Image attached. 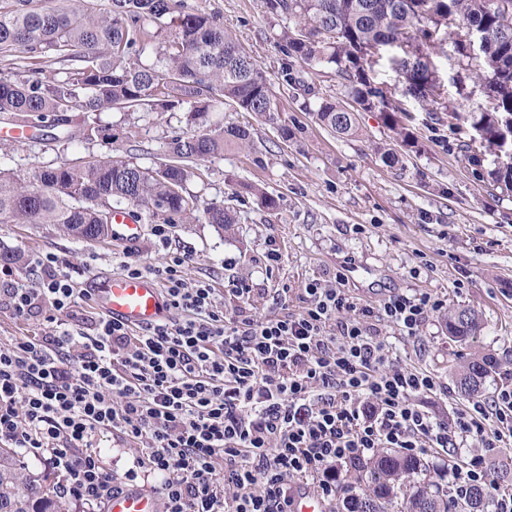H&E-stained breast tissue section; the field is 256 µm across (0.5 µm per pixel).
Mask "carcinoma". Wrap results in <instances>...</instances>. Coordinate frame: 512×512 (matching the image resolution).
<instances>
[{"mask_svg": "<svg viewBox=\"0 0 512 512\" xmlns=\"http://www.w3.org/2000/svg\"><path fill=\"white\" fill-rule=\"evenodd\" d=\"M268 12L295 20L279 37L283 84L311 93L293 62L335 65L347 81L346 100L324 99L313 111L318 123L338 136L358 133L357 113L379 109L403 135L398 109L372 86L371 49L395 50L391 63L404 77L405 93L437 103L435 72L422 46L445 41L477 24L491 31L481 66L466 60L464 40L453 48L466 61L468 77L485 85L493 110L453 112L479 131L492 151L512 139V0H265ZM159 41L151 62L142 60ZM0 55L36 74L20 79L0 72V119L25 127H48L67 144L95 139L112 143V126L90 117L122 112H181L184 127L166 142L165 160L145 168L112 159L41 165L26 174L0 168V223L47 224L75 240L109 237L112 211L144 208L167 224L206 223L227 228L235 213L217 203L201 208L187 191L201 161L227 148L250 147L249 127L208 124V115L235 105L269 122L277 120L270 83L256 60L210 14L185 12L182 0H0ZM67 61L60 71L46 59ZM488 172L493 185L512 192V156L503 151ZM448 336L464 343L481 330L472 308L448 313ZM499 368L490 355H475L454 371L461 396L474 399ZM342 501L336 512H489L484 485L448 499L444 477L421 458L397 448H378L342 469ZM0 512H64L53 497L16 467L13 452L0 448Z\"/></svg>", "mask_w": 512, "mask_h": 512, "instance_id": "obj_1", "label": "carcinoma"}]
</instances>
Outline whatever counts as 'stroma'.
<instances>
[{
    "mask_svg": "<svg viewBox=\"0 0 512 512\" xmlns=\"http://www.w3.org/2000/svg\"><path fill=\"white\" fill-rule=\"evenodd\" d=\"M183 5L218 16L265 71L276 98L274 125L230 105L211 113L215 125H249L252 148L228 149L203 162L200 176L188 183L201 204L233 210L236 224L227 231L211 224L172 225L165 249L151 231L156 220L149 216L143 219L144 235L129 246L111 239L76 241L41 225L0 223V248L18 246L29 257L53 254L77 288L87 290L99 279L122 273L123 261L157 265L167 250L185 252L190 256L188 282L209 283L225 317L256 321L300 313L309 303L303 288L313 279L330 286L343 281L357 305L374 308L395 295L428 293L442 300L443 308L429 315L416 336L382 329L401 364L441 385L420 396L419 404L452 419L467 400L458 394L451 369L459 357L474 353L493 354L502 364V372L490 377L482 392L483 399H492L512 373V194L489 195L467 159V125L448 117L452 109L490 107L475 83L468 82V97L459 95L467 73L451 47L431 54L444 91V107L434 112L403 95L404 80L392 68L389 53L372 65V83L392 90L395 103L406 109L402 125L414 147H400L376 109L359 113L358 135L339 138L319 125L312 111L320 100L343 98V79L334 67L298 62L294 68L313 87V95L282 86L277 36L287 21L269 14L264 0H183ZM100 120L112 127L111 145H67L48 128H31L19 136L2 126L0 166L24 172L35 164L112 155L131 156L152 168L163 156V142L184 125L179 112H104ZM281 124L296 129V137L282 140ZM381 146L399 148L401 165H385L377 153ZM250 184L273 195L277 208L264 207L247 192ZM236 283L246 284L249 295L233 293ZM456 307L473 308L482 317L479 336L466 346L451 341L445 328V311ZM100 446L116 478L133 468L138 472L135 488L150 487L141 442L108 432ZM475 455L484 456L493 478L498 463L512 459V444L489 452L475 441L462 450L432 448L425 460L448 470Z\"/></svg>",
    "mask_w": 512,
    "mask_h": 512,
    "instance_id": "1",
    "label": "stroma"
}]
</instances>
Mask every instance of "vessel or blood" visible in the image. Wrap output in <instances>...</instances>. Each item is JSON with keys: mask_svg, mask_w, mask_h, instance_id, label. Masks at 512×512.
<instances>
[{"mask_svg": "<svg viewBox=\"0 0 512 512\" xmlns=\"http://www.w3.org/2000/svg\"><path fill=\"white\" fill-rule=\"evenodd\" d=\"M142 224L136 212L120 209L112 213V236L129 243L136 242ZM93 298L110 320L132 329L155 325L162 317L161 289L149 276L113 275L93 290ZM108 512H162L160 501L149 492H126L113 496Z\"/></svg>", "mask_w": 512, "mask_h": 512, "instance_id": "vessel-or-blood-1", "label": "vessel or blood"}]
</instances>
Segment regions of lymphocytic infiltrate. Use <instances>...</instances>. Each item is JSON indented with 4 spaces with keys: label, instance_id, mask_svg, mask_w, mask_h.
Instances as JSON below:
<instances>
[{
    "label": "lymphocytic infiltrate",
    "instance_id": "1",
    "mask_svg": "<svg viewBox=\"0 0 512 512\" xmlns=\"http://www.w3.org/2000/svg\"><path fill=\"white\" fill-rule=\"evenodd\" d=\"M188 262L179 252L159 266L124 262L127 275L162 279L169 308L185 314L138 334L104 317L79 320L81 294L53 255L30 258L29 284L0 268V305L48 325L0 348V443L54 470L59 497L85 512H103L124 490L104 464L106 432L145 442L163 512H292V478L335 497L337 468L374 449L418 455L475 440L491 451L512 436V387L449 422L419 407L436 379L395 364L377 325L415 336L442 307L431 294L360 308L315 279L298 315L228 319L210 284L185 287ZM343 311L352 319L327 331Z\"/></svg>",
    "mask_w": 512,
    "mask_h": 512
}]
</instances>
